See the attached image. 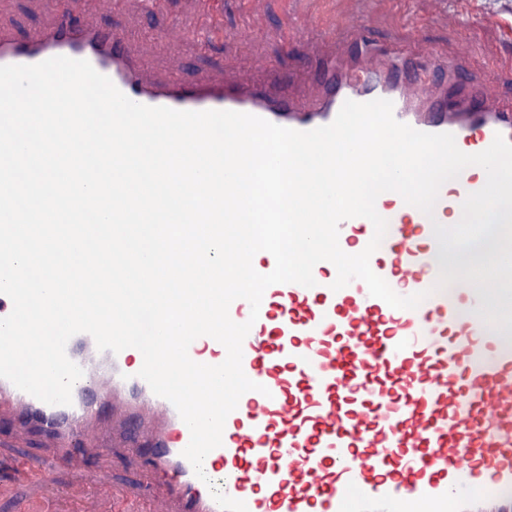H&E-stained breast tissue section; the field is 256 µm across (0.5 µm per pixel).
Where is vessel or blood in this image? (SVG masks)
Listing matches in <instances>:
<instances>
[{
	"instance_id": "1",
	"label": "vessel or blood",
	"mask_w": 512,
	"mask_h": 512,
	"mask_svg": "<svg viewBox=\"0 0 512 512\" xmlns=\"http://www.w3.org/2000/svg\"><path fill=\"white\" fill-rule=\"evenodd\" d=\"M53 7L54 23L27 41L0 31V66L85 60L137 103L244 112L298 131L330 124L345 101L386 99L396 120L453 134L464 153L485 150L498 134L512 142V99L493 102L482 85L461 82L458 58L435 48L395 51L355 27L351 65L323 58L305 93L295 96L264 58L252 62L270 73L263 84L220 69L190 81L155 78L150 57L134 53L126 36L73 21L64 0ZM322 31L317 15L289 17V34ZM486 179L481 167L463 169L442 185L430 217L397 193L377 198L388 231L370 267L399 295L428 291L417 308H393L359 279L332 291L337 271L328 261L314 266L313 287L269 286L258 317L247 300L231 303L230 318L252 324L242 368L262 389L240 398L222 445L205 461L247 512H465L467 490L489 504L512 496V327L495 331L478 317L480 306L493 303L483 290L462 282L433 289L439 266L449 262L433 226L454 225L466 197ZM373 235L368 219L350 218L339 226V245L356 254ZM66 353L83 370L71 405L47 404L0 378V400L36 417L50 438L68 439L53 466H66L77 453L94 455L75 432L120 402L133 434L150 430L151 451L148 483L135 506L118 512H221L183 455L187 425L139 377L141 353L98 350L85 333L68 341ZM189 356L217 365L226 349L202 336Z\"/></svg>"
}]
</instances>
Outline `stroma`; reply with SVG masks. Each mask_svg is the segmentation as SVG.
<instances>
[{
    "mask_svg": "<svg viewBox=\"0 0 512 512\" xmlns=\"http://www.w3.org/2000/svg\"><path fill=\"white\" fill-rule=\"evenodd\" d=\"M172 9L144 15L141 0H124L119 12L98 13L95 0H70L71 7L81 9L93 22L106 25L117 33L131 36L133 51L152 57L157 75L179 70L183 77L194 78L210 68L224 69L228 76L249 73L256 57L270 59L276 69L288 80L292 94H300L306 87L304 73L319 55L349 56V39L355 18H363L366 35L372 41L393 47L423 51L432 46L455 54L459 44H466L467 70L483 82L494 97L512 90V70H494L490 61L492 52H512V0H449L469 16L467 27L448 25L447 10L438 8L433 0H412L413 7L424 19L419 35H411L400 21L398 12L387 0H289L296 12H318L327 17V28L321 41L312 43L295 35L282 40L279 32L283 24L282 0H267L257 10L252 24L258 35L252 41L240 36V17L236 0H223V33L206 53H199L193 39L176 43L153 40L155 32L170 24H181L195 30L208 24V17L193 0H174ZM54 12L49 0H0V24L6 25L18 37L49 27ZM89 438L101 448L95 458L79 455L64 469L52 472L45 480L34 482L20 477L8 484H0V512H18L21 504L38 507L51 504L55 512H114L111 498L96 494L93 477H101L114 491L129 493L141 481V453L148 443H141L139 452H132L122 426L121 415L104 409L91 425ZM52 443L33 429L22 427L9 403L0 404V462L16 453H26L33 463H41L51 453Z\"/></svg>",
    "mask_w": 512,
    "mask_h": 512,
    "instance_id": "obj_1",
    "label": "stroma"
}]
</instances>
